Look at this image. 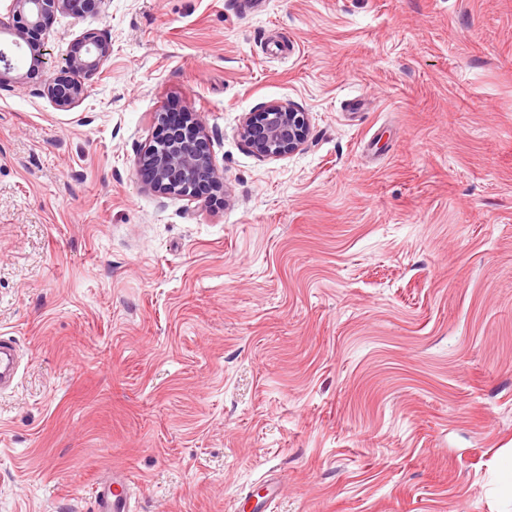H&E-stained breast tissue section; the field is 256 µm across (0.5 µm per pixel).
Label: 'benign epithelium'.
Segmentation results:
<instances>
[{
	"mask_svg": "<svg viewBox=\"0 0 512 512\" xmlns=\"http://www.w3.org/2000/svg\"><path fill=\"white\" fill-rule=\"evenodd\" d=\"M103 0H10L7 12L0 15V88L23 80L10 48L21 49L34 34L46 35L58 13L75 17L97 13ZM112 54V43L93 31H86L72 44L64 62L56 65L51 53L31 59L30 69L44 74V91L59 107L71 108L87 92L78 80L100 71ZM154 121L166 129L163 137L148 145L137 158L144 184L163 195L193 198L226 194L224 177L215 166L209 140L201 122L192 112L174 115L157 112ZM308 130L307 113L287 102H272L261 111L247 115L240 134L252 150L262 157H281L298 151Z\"/></svg>",
	"mask_w": 512,
	"mask_h": 512,
	"instance_id": "obj_1",
	"label": "benign epithelium"
}]
</instances>
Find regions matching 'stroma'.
Wrapping results in <instances>:
<instances>
[{"instance_id": "stroma-1", "label": "stroma", "mask_w": 512, "mask_h": 512, "mask_svg": "<svg viewBox=\"0 0 512 512\" xmlns=\"http://www.w3.org/2000/svg\"><path fill=\"white\" fill-rule=\"evenodd\" d=\"M73 108L0 89V512H512V0H106ZM307 112L257 155L245 115ZM194 112L229 195L148 190ZM308 130V116L287 102H272L260 112L246 115L240 134L262 157H281L298 151ZM20 358L14 342L0 336V391L14 387L19 376ZM131 503V487L126 474L120 469H112L95 491V512H131Z\"/></svg>"}]
</instances>
